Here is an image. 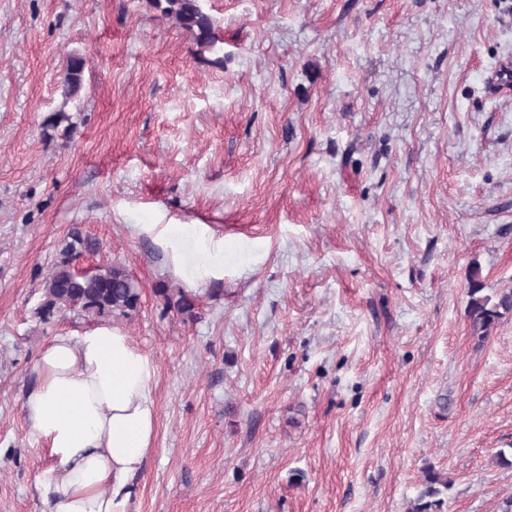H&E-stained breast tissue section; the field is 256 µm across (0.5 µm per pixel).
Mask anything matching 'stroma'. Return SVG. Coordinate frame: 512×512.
<instances>
[{"label": "stroma", "mask_w": 512, "mask_h": 512, "mask_svg": "<svg viewBox=\"0 0 512 512\" xmlns=\"http://www.w3.org/2000/svg\"><path fill=\"white\" fill-rule=\"evenodd\" d=\"M202 5L213 51L147 0H0V512H50L32 367L100 322L37 313L74 228L100 243L75 270L140 289L108 318L155 367L129 512H408L430 467L444 512H504L512 316L477 341L467 275L512 290V94L487 83L512 0ZM85 65V59L80 56H71L67 60L65 71L61 78V86L66 98L76 95L82 88Z\"/></svg>", "instance_id": "obj_1"}]
</instances>
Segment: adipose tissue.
<instances>
[{"mask_svg": "<svg viewBox=\"0 0 512 512\" xmlns=\"http://www.w3.org/2000/svg\"><path fill=\"white\" fill-rule=\"evenodd\" d=\"M33 371L24 408L53 459L37 477L54 496L52 512H127L156 427L149 356L103 323L55 337Z\"/></svg>", "mask_w": 512, "mask_h": 512, "instance_id": "obj_1", "label": "adipose tissue"}]
</instances>
